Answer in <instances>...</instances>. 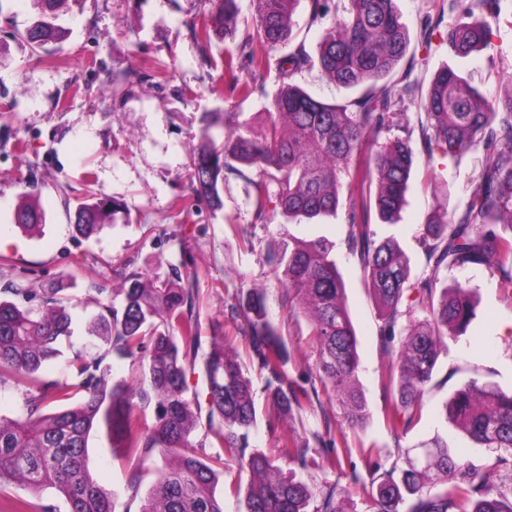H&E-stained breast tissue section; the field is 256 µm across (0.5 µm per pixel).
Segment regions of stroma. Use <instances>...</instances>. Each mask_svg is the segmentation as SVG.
I'll return each instance as SVG.
<instances>
[{
	"instance_id": "1",
	"label": "stroma",
	"mask_w": 512,
	"mask_h": 512,
	"mask_svg": "<svg viewBox=\"0 0 512 512\" xmlns=\"http://www.w3.org/2000/svg\"><path fill=\"white\" fill-rule=\"evenodd\" d=\"M397 6L410 46L408 60L396 73L406 76L414 92L397 105L392 133H413L416 175L400 221L373 229L378 237L396 239L418 274L426 267L418 243L423 224L436 208L464 202L478 165L473 155L458 164L427 157L416 136L419 96L447 65L486 92L505 84L512 77V5L504 4L493 37L508 63L504 69L489 67L484 52L465 61L449 56L441 35L458 18L450 0H397ZM210 8L209 0H68L63 10L49 14L43 0H0V238L5 241L0 288L11 281L37 288L61 284L87 299L96 289L118 287L133 270L158 284L173 270L194 272L202 338L227 335L231 350L239 353L245 344L230 306L241 289L260 288L288 345V374L307 388L317 378V346L308 321L290 313L288 291L274 275L269 254L275 244L293 237H327L335 244L358 339L357 381L369 417L363 426L350 425L338 401L322 392L316 405L299 416L272 421L260 415L249 435V451L268 453L281 438L301 442L312 432L330 431L340 467L325 466L317 453L301 475L317 485L338 483L349 512H362V484L374 468L390 469L399 451L418 454L435 437L447 440L457 456L476 467L491 464L488 450L442 414L444 403L468 380L512 389V306L486 268L452 271V278L475 290V315L466 333L449 340L441 355L423 397L421 421L405 429L386 418L393 397L380 375L388 359L375 306L346 250L345 213L298 224L272 214L260 219L251 188L240 179L225 185L221 209L194 198L187 170L200 135V113L237 112L258 128L277 88L269 79L250 97L230 92L223 61L232 58L238 74H246L249 52L235 40L216 37L206 45L195 39L192 28ZM40 20L65 36L35 50L23 35ZM427 21L434 34L426 47L421 29ZM127 69L142 76L130 88L115 79ZM90 194L120 199L125 210L115 223L84 239L73 232V210ZM23 205L43 212L37 229L15 224L14 213ZM88 453L94 478L120 493L117 512H139L149 482L138 491L127 490V475L106 433L91 434Z\"/></svg>"
}]
</instances>
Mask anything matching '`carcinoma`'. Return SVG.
I'll return each instance as SVG.
<instances>
[{"label": "carcinoma", "mask_w": 512, "mask_h": 512, "mask_svg": "<svg viewBox=\"0 0 512 512\" xmlns=\"http://www.w3.org/2000/svg\"><path fill=\"white\" fill-rule=\"evenodd\" d=\"M297 0H255L254 31H245L241 47L254 40L282 46L276 61L249 53V77L241 78L233 58L224 61L231 91L250 96L275 74L278 88L266 108L268 119L256 132L247 121L234 123L222 141L211 129L217 112L200 116L201 135L188 165L189 182L199 199L220 208V189L230 178L244 180L253 192L257 217L271 211L288 221L347 215L349 253L355 258L378 311L379 336L388 356L381 375L397 395L387 419L403 416V428L422 418L421 397L429 389L447 340L463 335L472 318L473 294L464 283L441 274L454 268L484 266L498 279L512 304V84L494 92L479 90L455 68L432 77L419 108L423 147L456 160L482 156L469 183L467 198L452 212H434L419 243L426 269L412 278L409 262L391 238L377 239L370 224H395L406 202L414 170L411 137H389L396 106L408 85L389 78L407 54L410 39L400 21L397 0H348L343 14L326 27L316 53L295 43L293 14ZM461 19L448 27V53L464 60L492 49L502 0H452ZM236 0H215L193 35L205 42L222 34L237 37ZM64 36L39 21L24 39L34 49ZM302 69L316 70L340 88L362 89L343 103H326L292 82ZM122 201H82L74 227L91 237L115 222ZM42 214L31 206L15 213L18 226L33 229ZM325 237L296 240L272 256L293 293L290 309L306 316L318 347V379L338 398L352 425L369 416L359 389L358 340L345 301L344 281ZM411 304L403 308L404 296ZM196 276L176 271L157 286L132 271L120 288L94 302L91 335L102 341L93 351H75L67 372L54 377L49 367L63 356L71 337V309L79 302L62 286L31 288L10 281L0 289V388L8 385L21 398L13 416L0 414V501L7 512H55L51 503L9 497L8 487L23 485L39 494L52 489L69 512H116L119 492L93 478L88 455L92 431L103 429L121 449L127 490L136 491L147 475L152 488L140 512H224L216 497L217 474L224 458L249 475L244 512H347L336 485L319 493L290 465L307 467L308 449L283 441L276 457L246 454L259 404L246 362L226 351L215 336L203 350L196 320ZM421 312L424 318L413 317ZM231 315L248 336L249 362L264 380L266 407L278 417L299 413L310 400L286 370L289 352L259 288L236 296ZM136 365L141 387L132 395L112 379V360ZM206 380L208 410L201 414L199 394L191 392L190 374ZM155 422L145 425V411ZM445 416L482 448H494L491 467L512 455V391L478 384L460 386L444 406ZM218 447L214 452L209 447ZM404 466L371 476L364 512H512V486L495 494L486 489L487 472L458 460L448 442L437 440L426 461L398 454Z\"/></svg>", "instance_id": "1"}]
</instances>
